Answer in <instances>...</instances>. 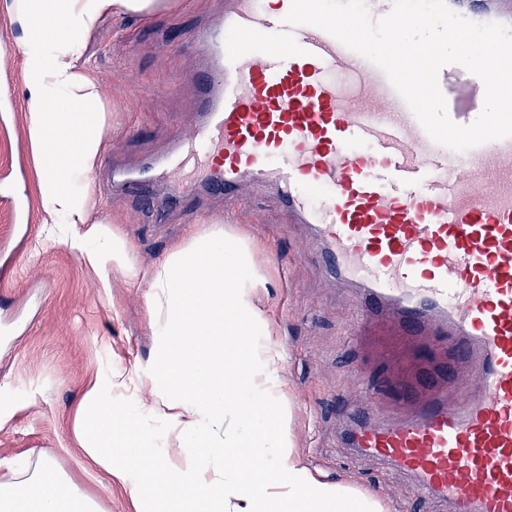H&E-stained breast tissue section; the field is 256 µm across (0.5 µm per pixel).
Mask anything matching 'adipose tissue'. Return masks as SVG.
<instances>
[{
	"label": "adipose tissue",
	"mask_w": 512,
	"mask_h": 512,
	"mask_svg": "<svg viewBox=\"0 0 512 512\" xmlns=\"http://www.w3.org/2000/svg\"><path fill=\"white\" fill-rule=\"evenodd\" d=\"M176 0H8L22 30L24 130L37 172L39 236L64 241L109 287L110 274L146 280L152 333L164 344L146 376L147 410L177 446L155 465L139 409L114 403L122 374L93 382L74 433L105 472L132 480L147 512H385L352 487L303 465L282 408L281 352L260 303L264 278L244 239L211 232L175 246L142 271L109 225L93 222L88 178L104 149L106 101L86 41L108 20L146 18ZM0 512H101L54 461L38 459L0 482Z\"/></svg>",
	"instance_id": "adipose-tissue-1"
}]
</instances>
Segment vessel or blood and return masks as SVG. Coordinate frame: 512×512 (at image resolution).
Segmentation results:
<instances>
[{
  "instance_id": "1",
  "label": "vessel or blood",
  "mask_w": 512,
  "mask_h": 512,
  "mask_svg": "<svg viewBox=\"0 0 512 512\" xmlns=\"http://www.w3.org/2000/svg\"><path fill=\"white\" fill-rule=\"evenodd\" d=\"M291 4L224 0L191 34V128L119 186L146 202L163 186L171 205L272 191L312 225L330 274L362 288L354 336L389 318L447 365L431 389L367 380L343 446L410 474L449 512H512V138L461 153L435 143L380 68L318 27L286 25ZM462 14L512 27L492 0ZM439 86L452 121L478 117L479 77L451 64ZM387 390L409 416L374 412Z\"/></svg>"
}]
</instances>
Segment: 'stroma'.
<instances>
[{"label": "stroma", "instance_id": "obj_1", "mask_svg": "<svg viewBox=\"0 0 512 512\" xmlns=\"http://www.w3.org/2000/svg\"><path fill=\"white\" fill-rule=\"evenodd\" d=\"M224 12V0H181L151 20L104 23L89 41V65L108 101L103 162L133 169L188 132L197 100L200 56L188 38ZM0 479L10 467L53 459L102 512H135L131 483L92 468L74 435L86 387L119 371L127 401L150 403L141 382L160 359L162 344L149 322L151 288L111 274L110 287L63 243L37 247L39 213L22 132L19 78L21 33L0 7ZM95 189L96 220L110 224L129 245L133 265L162 262L199 235L222 231L248 239L266 276L263 307L273 342L282 351L283 394L303 464L381 499L387 512H448L445 502H413L408 475L352 456L338 435L343 409L361 401L360 376L382 372L417 376L431 369L396 336L391 323L353 346L347 328L360 305L349 286L326 275L311 249L312 234L269 193L245 191L232 202L207 194L166 206Z\"/></svg>", "mask_w": 512, "mask_h": 512}]
</instances>
